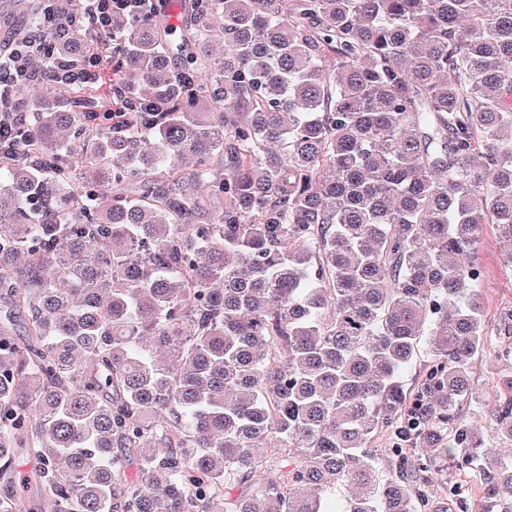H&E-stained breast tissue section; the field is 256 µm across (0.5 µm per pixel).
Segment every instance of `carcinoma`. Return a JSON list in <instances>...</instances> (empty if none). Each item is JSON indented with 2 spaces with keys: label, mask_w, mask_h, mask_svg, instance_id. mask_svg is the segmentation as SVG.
Returning a JSON list of instances; mask_svg holds the SVG:
<instances>
[{
  "label": "carcinoma",
  "mask_w": 512,
  "mask_h": 512,
  "mask_svg": "<svg viewBox=\"0 0 512 512\" xmlns=\"http://www.w3.org/2000/svg\"><path fill=\"white\" fill-rule=\"evenodd\" d=\"M114 9L0 146V512H512V0ZM427 340L429 357L404 374ZM486 408L460 419L461 405ZM351 490L332 503L334 490ZM502 250L492 229L488 227L482 248L480 262L486 275L483 289L486 298L488 320L493 327L497 314L504 308H512V276L504 273L500 267ZM508 367L512 368V363L498 359L493 349H491L486 355L472 362L470 367L471 380L475 387L488 391L492 380L496 377L495 372Z\"/></svg>",
  "instance_id": "cac0c4a2"
}]
</instances>
